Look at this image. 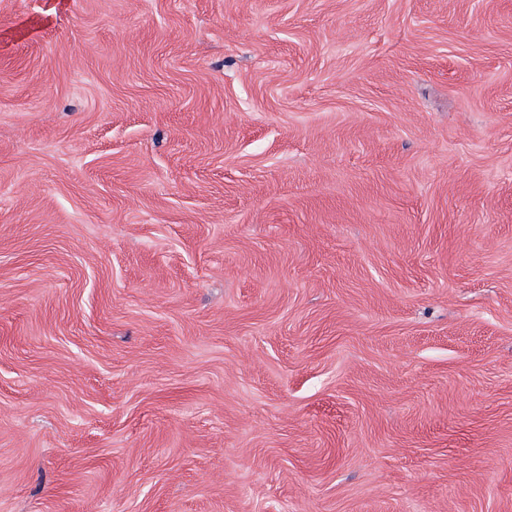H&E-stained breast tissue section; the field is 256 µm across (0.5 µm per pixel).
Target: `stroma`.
I'll return each mask as SVG.
<instances>
[{
  "instance_id": "1",
  "label": "stroma",
  "mask_w": 512,
  "mask_h": 512,
  "mask_svg": "<svg viewBox=\"0 0 512 512\" xmlns=\"http://www.w3.org/2000/svg\"><path fill=\"white\" fill-rule=\"evenodd\" d=\"M0 512H512V0H0Z\"/></svg>"
}]
</instances>
